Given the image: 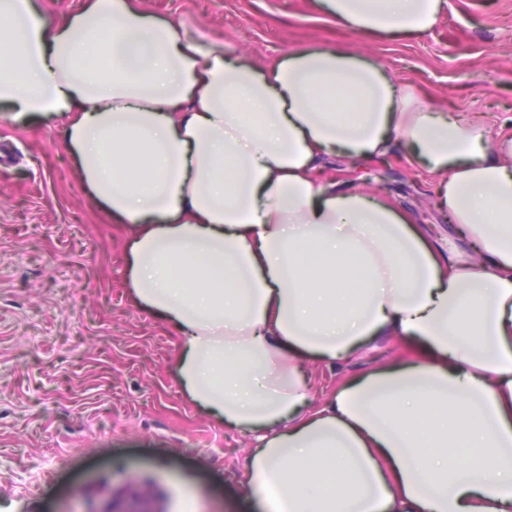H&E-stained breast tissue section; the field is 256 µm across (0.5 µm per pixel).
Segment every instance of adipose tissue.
<instances>
[{"instance_id":"adipose-tissue-1","label":"adipose tissue","mask_w":512,"mask_h":512,"mask_svg":"<svg viewBox=\"0 0 512 512\" xmlns=\"http://www.w3.org/2000/svg\"><path fill=\"white\" fill-rule=\"evenodd\" d=\"M446 0H319L362 35L431 29ZM0 104L62 123L83 185L127 225L126 280L182 336L176 377L245 431L267 512H512V135L487 139L331 47L268 65L137 0L61 23L0 0ZM403 144L471 241L444 248L328 157ZM395 336L417 360L313 405L305 362Z\"/></svg>"}]
</instances>
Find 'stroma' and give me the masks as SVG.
I'll return each instance as SVG.
<instances>
[{"instance_id":"stroma-1","label":"stroma","mask_w":512,"mask_h":512,"mask_svg":"<svg viewBox=\"0 0 512 512\" xmlns=\"http://www.w3.org/2000/svg\"><path fill=\"white\" fill-rule=\"evenodd\" d=\"M246 61L334 46L381 63L446 112L512 134V0H447L421 34L360 36L317 0H142ZM338 188L381 192L437 239L454 233L439 180L401 147L329 161ZM131 235L77 177L61 127L0 107V512L101 507L133 475L158 479L172 512H264L244 479L249 435L196 405L176 379L181 338L136 304ZM399 341L305 368L314 401L346 379L409 359Z\"/></svg>"}]
</instances>
